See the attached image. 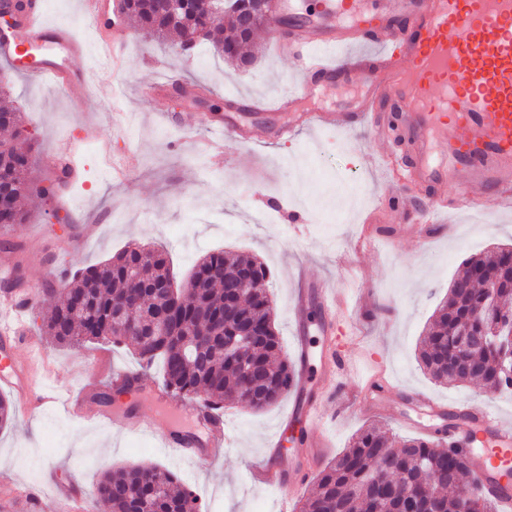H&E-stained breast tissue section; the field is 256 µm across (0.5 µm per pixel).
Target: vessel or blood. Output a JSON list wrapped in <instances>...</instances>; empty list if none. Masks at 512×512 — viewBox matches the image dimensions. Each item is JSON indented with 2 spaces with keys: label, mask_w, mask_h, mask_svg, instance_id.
Masks as SVG:
<instances>
[{
  "label": "vessel or blood",
  "mask_w": 512,
  "mask_h": 512,
  "mask_svg": "<svg viewBox=\"0 0 512 512\" xmlns=\"http://www.w3.org/2000/svg\"><path fill=\"white\" fill-rule=\"evenodd\" d=\"M370 0H325L322 28H307L280 39L279 45L300 52L295 90L272 103L250 98L253 109L297 113V126L319 130L327 126L343 130L369 116L378 100L391 97L398 103L414 146L406 175L414 185L431 188L455 185V198L437 200L416 213L419 233H427L447 210L490 212L512 208V0H381L378 23L368 19ZM82 10L99 33L106 64L118 69L119 59L111 49L124 45L129 35L124 26L107 25V0H82ZM44 0H25L11 28L0 30V60L15 63L21 50L38 53V64L29 76L48 79L80 98L90 75L75 66L84 52V41L65 20L44 21ZM378 47L367 56L355 52L361 40ZM374 79L361 89L356 105L348 112L301 109L297 92H309L315 82L348 85L364 71ZM325 327L321 342L308 334L298 341L299 369L289 387L286 423L297 424L299 438L290 455L274 450L253 470L260 484L290 498L319 464L323 450L315 424L322 417L321 400L336 381V351L328 327L336 315V294L317 291ZM34 301L31 293H0V386L15 397L20 410L36 412L64 403L74 410L85 396L84 389L59 391L39 382L38 370L47 356L37 346L21 351L26 330L25 314ZM174 417L195 418L203 423L201 434L170 428L165 447L195 459L213 457L224 448V418L211 414L204 400L186 405L169 401L156 390ZM85 421L108 424L130 434L155 429L154 419L133 409L115 414L92 411ZM451 439L464 446L473 482L483 487L500 506L512 512V480L501 464L512 462V426L493 413H477L466 429L450 428ZM57 512H85L88 501L82 487H57ZM41 504L31 491L16 487L0 495V512H35Z\"/></svg>",
  "instance_id": "vessel-or-blood-1"
}]
</instances>
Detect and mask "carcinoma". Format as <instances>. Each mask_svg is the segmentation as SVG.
Instances as JSON below:
<instances>
[{
  "label": "carcinoma",
  "instance_id": "obj_1",
  "mask_svg": "<svg viewBox=\"0 0 512 512\" xmlns=\"http://www.w3.org/2000/svg\"><path fill=\"white\" fill-rule=\"evenodd\" d=\"M248 8L247 0L228 10L232 19L231 36L213 40L224 59L247 67L254 57L244 55L241 48L253 43L256 35L270 28L269 18L253 17L243 25L237 11ZM141 28L151 29L152 38L163 41L174 35L182 49L192 52L197 42L212 32H220L221 19L210 10L206 0H190L185 19L172 27L144 13H135ZM23 126V116L4 101L0 106V126ZM33 145L9 143L0 151V195L10 204L5 223H0V245L16 249L8 233L28 218L23 200L32 195L52 197L70 190L72 182L57 174L49 183L33 176ZM140 266L145 272L138 298L131 297L127 270ZM196 268L209 277L194 273L196 292L181 300L155 292L153 284L173 281V273L165 252L156 247H128L102 263L82 268L74 275L64 274L61 298L50 316L42 321L41 331L48 344L80 346L100 343L128 346L147 369L157 360L163 369V389L182 398L193 399L204 393L216 410L224 403L237 402L260 411L276 404L288 391L295 369L281 356L280 339L276 331L267 292L243 299L237 297L235 282L247 275L268 284L264 264L248 256L228 259L224 252L205 255ZM492 276L497 285L495 306L477 311L482 300L481 282L473 272ZM83 299L85 305L75 308L73 299ZM236 302L244 323L255 325L256 335L243 343L249 354L243 358L240 346L225 348L232 339L234 326L224 323V305ZM129 302L133 313L141 316L143 308L157 305L170 315L167 334L156 336L152 325L142 324L134 335L118 334L112 329L114 304ZM512 320V249L499 248L466 260L464 270L448 289V297L433 314V321L418 346V363L439 383L476 381L494 392L511 391L512 377L504 370L505 348L493 341L486 343L478 355L471 356L458 347L456 331L462 323L471 333L482 336L499 320ZM209 333V346L200 350L195 345L198 325ZM261 373L260 383L245 382L243 365ZM389 472L393 477L416 490L429 487L440 497L442 512H498L496 501L475 483L463 482L469 473V461L462 446L438 433L425 437L396 439L379 426L357 433L349 446L318 475L310 494L301 501L299 512H392L393 503L379 504L381 490L376 487L378 475ZM110 512H195L188 487L168 468L156 464L122 467L103 472L94 487Z\"/></svg>",
  "mask_w": 512,
  "mask_h": 512
}]
</instances>
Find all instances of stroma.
I'll list each match as a JSON object with an SVG mask.
<instances>
[{
  "instance_id": "stroma-1",
  "label": "stroma",
  "mask_w": 512,
  "mask_h": 512,
  "mask_svg": "<svg viewBox=\"0 0 512 512\" xmlns=\"http://www.w3.org/2000/svg\"><path fill=\"white\" fill-rule=\"evenodd\" d=\"M81 0H45L48 20L70 22L86 43L77 65L94 72L86 98L73 104L48 82L17 73L10 93L23 113L25 133L34 146V174L45 177L46 159L71 138L81 139L77 151L78 187L65 197V207L32 198L26 223L11 235L25 245L23 266L27 288L43 291L29 318L39 330L43 315L58 297L59 281H48L54 263L86 267L110 258L125 246L162 244L176 282L188 280L195 260L214 250L249 253L270 270L269 297L281 352L294 358L296 325L289 313L292 294L301 281L336 289L346 313L338 332L336 355L348 365L324 402L320 432L331 455L348 448L354 435L373 424L385 425L399 438H409V418L421 412L409 401L419 391L449 409L490 411L512 423V395L491 394L478 383L441 384L419 367L417 346L437 306L447 297L453 278L466 258L512 244V210L493 213L459 211L446 215L443 229L420 240L408 232L403 213L420 210L429 200L428 187L404 185L401 213L370 209L392 185L380 157L392 154L409 167L413 150L390 135L374 137L362 124L341 132H299L285 142L275 131L287 124L279 112L236 113L245 128L264 129L261 140L225 139L221 155L199 149L208 140L199 129L201 114L226 116L227 103L241 93L271 100L291 90L298 63L282 54L272 34H265L254 63L239 68L203 44L192 59L180 54L176 41L158 44L142 37L135 20L121 52L122 70L102 69L97 35L87 23ZM174 74L201 88L188 100L171 93L143 99L140 83ZM112 85L103 99L100 83ZM196 129L195 142L184 139ZM134 152L136 163L125 179H115L103 152ZM94 344L79 349H49L52 386L86 385L85 406L100 407L106 375L89 372L83 356ZM383 369L389 389L369 403L354 399L360 379ZM162 369L142 374L138 395L141 414L156 417L153 434L131 435L91 423H80L58 408L35 418L16 417L0 430V473L25 486L38 487L52 500L57 485L77 483L93 488L108 469L158 464L176 470L201 492L208 512H279L275 494L249 481V469L267 451L288 411L287 401L254 411L237 403L224 406L227 418L224 453L214 459H188L164 450L161 435L169 421L160 417L150 389L161 384ZM290 501L288 512H298Z\"/></svg>"
}]
</instances>
